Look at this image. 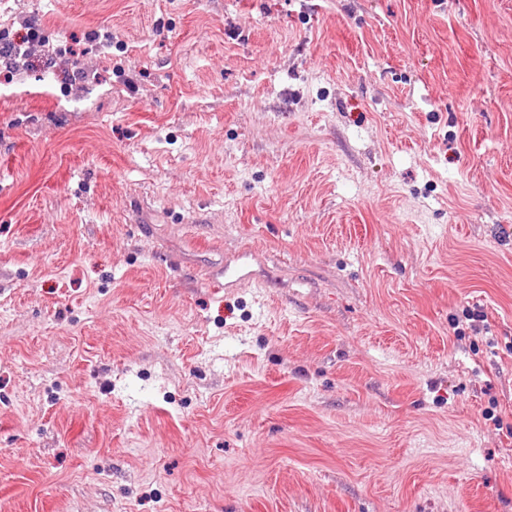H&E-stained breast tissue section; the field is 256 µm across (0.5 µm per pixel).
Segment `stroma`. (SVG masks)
Segmentation results:
<instances>
[{"instance_id":"1","label":"stroma","mask_w":512,"mask_h":512,"mask_svg":"<svg viewBox=\"0 0 512 512\" xmlns=\"http://www.w3.org/2000/svg\"><path fill=\"white\" fill-rule=\"evenodd\" d=\"M33 16L0 512H512V0H0Z\"/></svg>"}]
</instances>
